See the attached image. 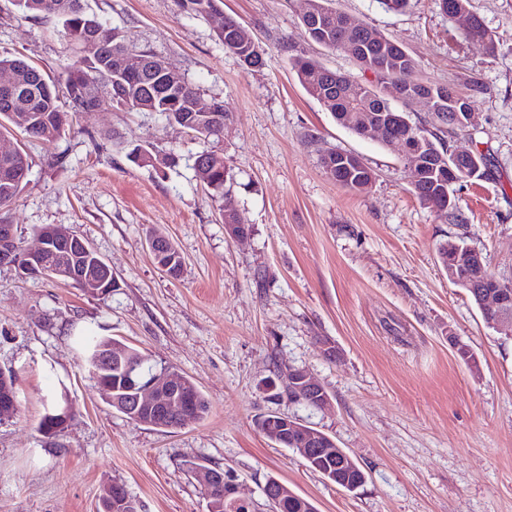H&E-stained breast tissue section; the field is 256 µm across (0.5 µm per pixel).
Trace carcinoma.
I'll list each match as a JSON object with an SVG mask.
<instances>
[{
  "label": "carcinoma",
  "mask_w": 512,
  "mask_h": 512,
  "mask_svg": "<svg viewBox=\"0 0 512 512\" xmlns=\"http://www.w3.org/2000/svg\"><path fill=\"white\" fill-rule=\"evenodd\" d=\"M182 7L197 16H211L218 12L221 0H178ZM331 0H311L309 12L301 16V23L309 38L325 47L334 48L343 40H359V65L371 71L377 77V83L364 82L349 75L330 70L319 62L307 58L293 59L292 66L306 92L316 99L340 125L361 135L360 120L357 112L381 114L390 119L389 136L397 137L407 132H418L424 137V143L416 144V148L425 149V153L433 155L431 164L436 170L433 178L414 179L409 175L413 191L421 201L437 194L439 184L448 181V161L457 157L453 169L470 166L467 154H459L447 148L443 127L450 130H461L463 126L454 125L448 120V113L455 109L472 110L470 97L455 94V98L436 97L434 110L431 111L430 125H419L410 120L409 115L395 108L381 89V85L396 78L407 90L418 93L443 89L419 78L412 60L402 57L399 45L381 32L371 28L365 36L358 37L349 24V18L341 11L329 6ZM441 9L447 14L461 11L471 19L470 30L465 37L492 44V38L483 26L482 21L470 11L469 0H439ZM17 9L31 18L54 17L61 21L67 39L69 58L64 67V83L72 111L88 104L92 107L121 108L136 112H160L166 119L179 126L194 138L207 144L201 151L206 156L205 175L200 181L207 189L224 201L221 215L226 224L239 223V216L234 200L227 188L231 182L230 168L224 162V153L219 148L224 138V101L212 99L214 114H192V103L197 90L193 86L185 89L171 90L161 96L144 94V87L166 84L168 67L164 61L151 52L139 51L143 61L140 72L132 77L123 73L124 56L130 48L124 44L119 32L86 13L81 0H15ZM218 39L224 43V49L237 56L245 66L259 67L263 64L262 53L252 38L238 32V24L217 31ZM0 68H10L16 73V86L25 94L28 102L26 111L13 112L9 106L10 92L0 89V136L10 130H16L29 138L51 143L59 138L68 123L69 113L60 109L56 81L44 76L32 63L21 59L0 56ZM325 72V82L314 86L311 78L314 73ZM126 157L129 161L142 166L151 167L160 172L165 168L178 164V156L173 153L154 154L144 146L135 144L128 149ZM322 166H333L339 169L340 177L344 178L341 186L352 191L364 192L371 185L374 173L366 165L351 170L342 166L340 151L329 149L320 156ZM29 168L25 152L20 151L13 156L0 154V209L8 207L22 190L23 179L19 172ZM468 249L464 242H448L438 250V258L442 264H451L456 255ZM17 268L25 275L31 274V268L49 269L54 264L55 255L47 252L35 262H30L22 245L16 246ZM166 267V273L178 272L182 265V257L174 246H169L167 254L158 260ZM465 288L474 302H479L480 292L485 289V279L491 277L485 261L474 260L463 269ZM107 339L91 331L81 330L76 334L75 343L80 357L86 367H93L100 348ZM112 346L126 350L130 362L138 366L145 376L158 370V364L143 355L137 349L119 340H112ZM209 503L214 505L215 512H250L249 505L232 506L224 503V490L218 487L207 489Z\"/></svg>",
  "instance_id": "cac0c4a2"
}]
</instances>
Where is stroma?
<instances>
[{"mask_svg":"<svg viewBox=\"0 0 512 512\" xmlns=\"http://www.w3.org/2000/svg\"><path fill=\"white\" fill-rule=\"evenodd\" d=\"M402 46L417 75L469 95L485 175L454 183L463 221L452 224L412 192L404 150L336 122L299 83L291 60L370 80L348 48H324L300 24L304 0H223L263 64L246 68L216 35L217 18L177 0H84L125 44L161 57L228 114L222 148L246 238L229 240L222 202L192 168L204 148L156 112H74L45 144L13 134L28 155L23 188L4 221L23 247L63 226L110 266L117 289L0 266V369L16 378L17 413L0 421V512H96L123 484L143 512H208L189 469L233 472L252 512H269L262 487L276 478L318 512H512V335L490 324L438 260L441 245L483 252L495 277L512 278V0H470L493 45L466 39L438 0L402 12L378 0H332ZM0 55L31 59L46 75L67 63L63 28L0 0ZM175 152L155 172L121 144ZM358 154L374 170L364 192L322 167L326 149ZM161 230L184 259L167 276L148 248ZM94 330L191 378L210 404L200 420L156 429L115 411L74 350ZM340 351L327 359L326 343ZM470 356L462 358L458 350ZM308 371L331 395L314 409L271 399V380ZM67 399L63 429L39 431L45 405ZM277 411L334 438L366 472L347 492L255 428Z\"/></svg>","mask_w":512,"mask_h":512,"instance_id":"obj_1","label":"stroma"}]
</instances>
